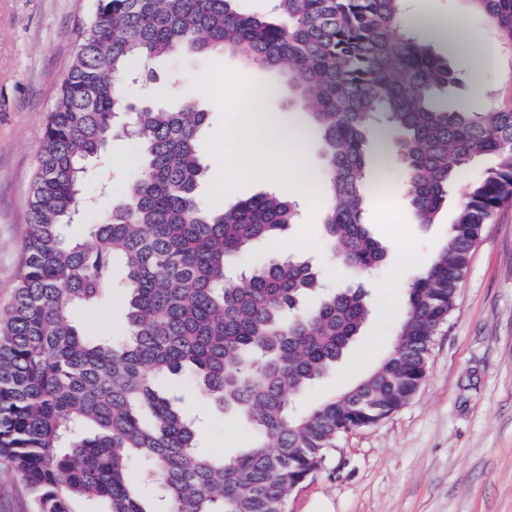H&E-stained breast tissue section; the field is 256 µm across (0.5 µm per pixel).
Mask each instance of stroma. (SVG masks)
I'll return each instance as SVG.
<instances>
[{
    "mask_svg": "<svg viewBox=\"0 0 512 512\" xmlns=\"http://www.w3.org/2000/svg\"><path fill=\"white\" fill-rule=\"evenodd\" d=\"M92 7L93 0H0V311L12 300L21 265L43 124ZM411 11L421 20L466 14L472 41H442L439 52L450 53L459 71L476 70L491 96L512 90V56L499 54L495 66L476 69V53L497 38L482 18L467 14L464 0H411ZM148 70L162 88L158 104L175 110L190 94L210 114L204 205H211L219 186L228 206L266 192L300 204L284 238L255 245L235 267L292 255L318 269L325 293L351 286L367 292L371 314L360 335L300 404L346 390L392 347L406 286L446 242L454 206H445L434 223H417L401 166L385 171L392 190L370 201L366 222L388 255L376 269L355 273L330 254L322 229L326 201L303 189L295 169L273 182L263 170L244 174L237 167L239 156L260 149L243 103L272 80V72L234 56L204 54L162 57ZM184 408L201 420V452L222 456L244 448L241 424L204 407L194 394ZM287 512H512V205L486 226L460 283L457 309L434 339L418 392L378 425L342 436L325 467L290 494Z\"/></svg>",
    "mask_w": 512,
    "mask_h": 512,
    "instance_id": "1",
    "label": "stroma"
}]
</instances>
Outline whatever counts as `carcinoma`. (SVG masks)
<instances>
[{"mask_svg":"<svg viewBox=\"0 0 512 512\" xmlns=\"http://www.w3.org/2000/svg\"><path fill=\"white\" fill-rule=\"evenodd\" d=\"M405 2L272 0L259 17L240 0H95L44 124L23 263L0 318V458L27 485L32 512H78L79 503L102 512H285L338 437L416 393L485 226L512 203V99L482 112L450 104L480 88L436 53L428 31H404ZM464 2L512 51V0ZM185 52L271 70L288 64V86L310 108L303 140L317 142L326 161L314 176L324 233L356 273L387 255L364 216L392 157L418 223H434L457 196L445 245L409 285L390 352L304 413L294 399L342 362L371 306L358 288L301 307L320 282L291 256L251 269L245 286L228 276L229 259L296 223L297 204L264 193L222 212L201 206L208 113L192 97L177 111L134 106L116 87L134 63ZM117 139L137 147V174L101 221L82 225L87 164ZM116 287L122 336L83 334L76 312L99 307ZM181 373L242 423L246 448L198 452L182 397L161 387ZM137 467L150 473V490L132 484Z\"/></svg>","mask_w":512,"mask_h":512,"instance_id":"cac0c4a2","label":"carcinoma"}]
</instances>
